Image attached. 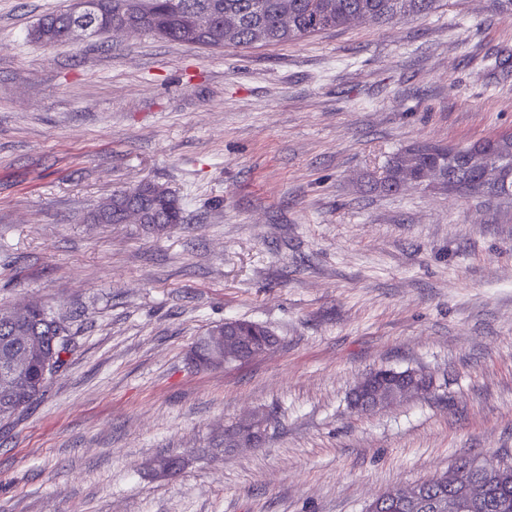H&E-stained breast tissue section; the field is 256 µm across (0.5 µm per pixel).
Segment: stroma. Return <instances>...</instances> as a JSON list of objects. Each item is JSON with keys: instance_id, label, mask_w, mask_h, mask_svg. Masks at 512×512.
Masks as SVG:
<instances>
[{"instance_id": "1", "label": "stroma", "mask_w": 512, "mask_h": 512, "mask_svg": "<svg viewBox=\"0 0 512 512\" xmlns=\"http://www.w3.org/2000/svg\"><path fill=\"white\" fill-rule=\"evenodd\" d=\"M66 4L0 0V308L41 302L75 341L0 422V512H365L461 457L512 465V198L372 187L406 146L512 132V14L34 42ZM144 181L184 224L92 221ZM236 319L277 345L196 367ZM380 368L432 386L356 411ZM255 412L262 440L225 447ZM163 455L184 469L150 471Z\"/></svg>"}]
</instances>
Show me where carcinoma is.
Here are the masks:
<instances>
[{"mask_svg": "<svg viewBox=\"0 0 512 512\" xmlns=\"http://www.w3.org/2000/svg\"><path fill=\"white\" fill-rule=\"evenodd\" d=\"M95 15L96 26H126L150 32L172 42L201 30L199 45L220 49L226 46L248 48L277 45L339 28L356 15H367L389 23L410 15L428 14L440 7V0H102ZM74 23L67 12L43 16L31 30L34 40L49 45L60 41ZM489 159L511 176L512 143L494 148ZM440 168L459 182L475 183L479 170L464 157L451 155L448 148L434 146L428 152L413 147L394 154L389 160L381 187L392 191L400 181L421 180L432 168ZM140 212L138 222L149 230L163 231L185 221L178 200L165 188L152 184L130 198L127 192L112 194V208L97 215L100 224H124L128 212ZM247 336L266 341L276 336L264 325L233 320ZM72 347V336L65 326L55 325L50 311L38 302L28 304L15 316H0V420L13 417L44 392L51 375L65 364L62 356ZM492 499H512V466L502 467L488 479Z\"/></svg>", "mask_w": 512, "mask_h": 512, "instance_id": "cac0c4a2", "label": "carcinoma"}]
</instances>
